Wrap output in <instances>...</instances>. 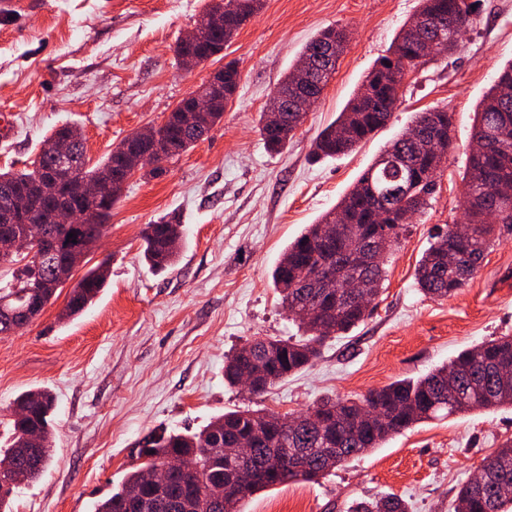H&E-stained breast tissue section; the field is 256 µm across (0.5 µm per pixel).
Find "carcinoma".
<instances>
[{
  "label": "carcinoma",
  "mask_w": 512,
  "mask_h": 512,
  "mask_svg": "<svg viewBox=\"0 0 512 512\" xmlns=\"http://www.w3.org/2000/svg\"><path fill=\"white\" fill-rule=\"evenodd\" d=\"M227 7L224 27L201 28L200 39L191 44H175L178 64L196 67L224 50V43L236 35L261 7L263 0H221ZM456 0H420V7L398 32L389 54L381 57L365 76L337 118L326 126L312 144L320 157H336L354 151L363 141L391 119L400 101L403 85L401 68L413 70L421 45L437 38L446 39L453 25ZM346 48V29L327 27L308 41L300 57L309 62L305 91L321 98L336 72ZM292 68L277 84L286 111L269 119L261 113V134L273 151L290 140L296 126L290 122L291 109L297 106L300 89ZM239 86L237 67L228 63L205 85L211 90L212 105L203 117L211 128L221 120L224 109ZM512 87V62L501 68L482 100L469 144L465 173V225L471 233L457 238V262L448 263V242L455 225L434 236L415 269V279L423 293L446 299L460 292L481 267L485 252L503 234L512 236V206L497 194L501 186L512 188V99L503 88ZM191 96L184 97L158 134L165 146L179 156L192 148L201 136L184 127L183 110L191 107ZM414 127L421 136L409 139L402 134L384 148L400 157L405 168L399 172L373 161L355 185L319 221L305 230L284 249L272 271L274 288L284 308L307 307L310 316H293L304 327L301 340L257 337L227 355L224 381L235 386L246 358L262 393H268L288 375L311 364L323 340L339 336L365 321L368 303L358 297L375 296L385 280L384 254L372 252L376 239L372 228L386 232L388 247L397 245L408 229L400 222L403 212L415 217L428 207L436 190V179L444 161L434 138H451L452 113L446 109H427L418 113ZM495 147L487 152L486 143ZM84 140L72 143L65 160L41 150L30 170L0 171V210L9 207L16 195L30 202V216L18 218L14 228L33 218L43 225L49 239L69 235L81 243L97 236L110 216L107 209L95 219L78 224L53 222V199L59 193L76 206L78 199L64 184L65 179L100 178L105 170L121 171L123 158L110 153L100 164L88 168ZM181 224L162 218L146 226L139 255L149 268L163 271L179 257L182 245ZM68 254L47 252L38 267H11V277L0 285V335L22 329L57 298V291L69 279ZM330 268L336 274L333 285L324 283L319 270ZM360 277L363 288L353 296L343 283ZM109 278L107 262L90 268L82 278L84 288L69 298L66 317L83 313L95 302ZM512 407V336H498L466 348L427 375L397 380L370 391L362 400H323L297 414L287 431L280 428L277 412L269 409H244L228 412L209 421L200 431L183 434L158 429L149 434L152 462H161L175 451L200 468L196 483L176 477L158 492L147 489L145 467L141 462L127 473L117 489L99 500L95 512H127L126 502L133 492L141 493L139 512H241L242 503L252 495L291 480L311 481L342 465L370 448H379L389 438L422 422L475 409ZM13 408L29 410L36 418L39 444L26 439L13 418L0 424L5 440L0 453L14 461L8 476L0 475L6 487L0 493V512H12L15 490L37 479L52 460V414L54 397L45 389L26 391L13 402ZM250 443L244 463L255 473L246 485L239 482L235 459L242 440ZM482 483L468 481L457 491L454 512H512V438L503 442L482 465ZM224 485V501L207 500L211 486ZM349 512H409L408 503L389 494L355 501Z\"/></svg>",
  "instance_id": "1"
}]
</instances>
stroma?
Instances as JSON below:
<instances>
[{
	"mask_svg": "<svg viewBox=\"0 0 512 512\" xmlns=\"http://www.w3.org/2000/svg\"><path fill=\"white\" fill-rule=\"evenodd\" d=\"M473 22L448 55L409 73L388 125L349 154L315 156L317 133L342 111L419 0H264L218 55L181 68L172 48L209 0H8L0 5V169L37 159L51 130L78 126L96 165L128 135L162 123L180 100L228 62L240 84L222 120L162 176L137 175L112 208L86 266L110 259L99 299L60 321L70 286L41 316L0 336V416L21 393L56 397L53 458L13 495V512H95L135 466V442L159 428L195 432L245 407L224 381V359L255 336H298L270 272L305 225L332 209L415 113L453 114V148L428 209L389 256L366 320L325 341L313 365L262 404L298 413L324 397L359 399L415 379L461 350L512 335V238L492 245L453 297L415 285L433 236L459 223L476 112L497 71L512 62V0H472ZM351 38L317 106L280 151L267 148L260 115L305 42L322 28ZM181 220L174 266L140 259L146 224ZM512 437V408L474 410L421 423L314 481L257 493L244 512H347L353 501L401 496L410 512H454L459 486Z\"/></svg>",
	"mask_w": 512,
	"mask_h": 512,
	"instance_id": "stroma-1",
	"label": "stroma"
}]
</instances>
